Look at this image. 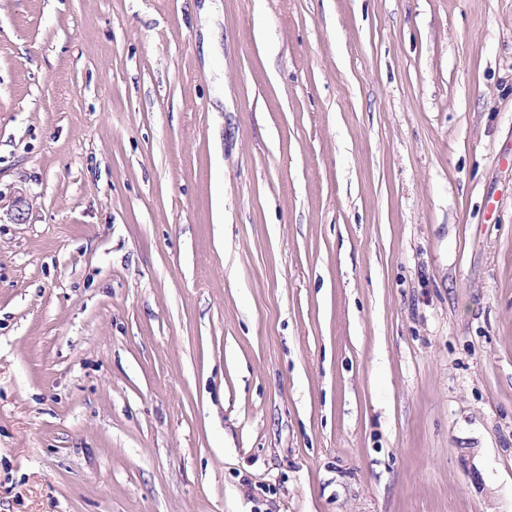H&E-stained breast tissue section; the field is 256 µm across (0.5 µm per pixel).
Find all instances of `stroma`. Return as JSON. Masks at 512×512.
<instances>
[{
	"mask_svg": "<svg viewBox=\"0 0 512 512\" xmlns=\"http://www.w3.org/2000/svg\"><path fill=\"white\" fill-rule=\"evenodd\" d=\"M508 152L512 0H0V512H512Z\"/></svg>",
	"mask_w": 512,
	"mask_h": 512,
	"instance_id": "35a3bbf8",
	"label": "stroma"
}]
</instances>
